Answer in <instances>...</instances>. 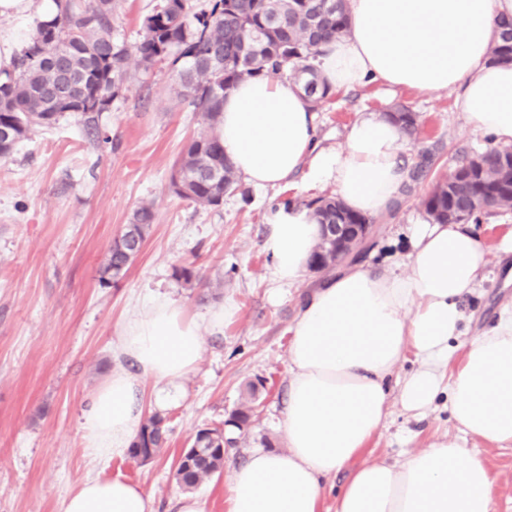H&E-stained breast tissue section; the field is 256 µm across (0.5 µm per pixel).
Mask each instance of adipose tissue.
<instances>
[{
	"mask_svg": "<svg viewBox=\"0 0 512 512\" xmlns=\"http://www.w3.org/2000/svg\"><path fill=\"white\" fill-rule=\"evenodd\" d=\"M351 29L317 60L335 90L371 81L419 91L455 92L465 123L494 146H512V65L494 64L495 21L512 0H348ZM224 154L257 189L292 183L333 185L352 210L388 211L408 171L401 129L371 113L342 144L323 146L315 115L292 79H248L224 99ZM311 210L279 207L263 248L274 284L301 278L319 238ZM406 270L350 265L325 278L289 329L288 401L283 451L257 449L233 472L227 512H322L325 481L351 476L335 512H491V478L468 441L512 446V303L490 329L464 337L461 299L475 291L488 249L466 224H416ZM417 367L399 386L404 411L421 417L446 399L457 434L394 463L361 457L389 416L387 382L406 354ZM202 354L197 324L167 296L144 299L122 324L115 355L138 371L112 368L80 417L83 449L108 460L128 454L141 425L137 396L150 381L171 389ZM60 512H153L138 484L85 478Z\"/></svg>",
	"mask_w": 512,
	"mask_h": 512,
	"instance_id": "adipose-tissue-1",
	"label": "adipose tissue"
}]
</instances>
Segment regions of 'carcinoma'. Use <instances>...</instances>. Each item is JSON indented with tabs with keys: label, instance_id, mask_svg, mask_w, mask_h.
Listing matches in <instances>:
<instances>
[{
	"label": "carcinoma",
	"instance_id": "carcinoma-1",
	"mask_svg": "<svg viewBox=\"0 0 512 512\" xmlns=\"http://www.w3.org/2000/svg\"><path fill=\"white\" fill-rule=\"evenodd\" d=\"M55 10L36 28L12 71L0 73V157H9L38 128L49 127L69 114L108 143L99 119L121 95L129 78L130 58L147 71L157 62L168 64L180 95L190 100L202 128L186 144L171 174L169 187L177 196L201 207H218L224 195L247 197L232 163L224 156L218 129L224 97L241 81L267 74L286 75L302 85L310 105L334 95L313 61L324 44L350 29L347 0H160L143 19L142 39L133 47L112 34L116 0H52ZM490 62L512 64V17L495 21ZM406 137L416 138L418 116L407 108L385 113ZM319 224H372L335 196L309 203ZM496 208H512V148L497 147L464 159L455 174L438 178L425 200L434 224H464ZM155 221L150 204L132 214L130 224L108 249L101 281L122 277L140 253ZM189 284H205L192 265L174 269ZM257 384L231 411L227 425L244 434L258 402ZM165 420L155 413L141 425L131 444L132 458H154L166 442ZM237 438L225 429L203 428L192 446L200 448L176 470V481L195 488L224 467L225 449Z\"/></svg>",
	"mask_w": 512,
	"mask_h": 512
}]
</instances>
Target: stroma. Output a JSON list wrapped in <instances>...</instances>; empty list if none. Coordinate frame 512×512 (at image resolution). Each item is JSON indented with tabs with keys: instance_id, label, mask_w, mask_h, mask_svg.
<instances>
[{
	"instance_id": "1",
	"label": "stroma",
	"mask_w": 512,
	"mask_h": 512,
	"mask_svg": "<svg viewBox=\"0 0 512 512\" xmlns=\"http://www.w3.org/2000/svg\"><path fill=\"white\" fill-rule=\"evenodd\" d=\"M157 2L119 0L115 38L130 46L138 42L143 18ZM401 105L420 120L419 138L403 159L416 162L431 151L430 173L412 183L391 210L375 216L378 231L357 259L363 267L397 273L404 269L408 229L428 221L424 200L434 178L491 146L464 122L453 93L378 83L336 91L320 103L318 137L343 143L362 116ZM100 124L110 144L96 146L89 129L68 115L0 159V512H60L66 493L90 475L141 484L154 512H176L183 491L174 471L182 450L198 429L222 427L246 383L258 382V416L228 449L223 470L195 490L207 512H225L234 468L253 450L286 446L281 419L288 328L306 292L322 279L304 271L297 285L271 299L270 259L263 250L267 217L281 200L304 206L336 190L309 186L299 177L251 191L246 200L226 194L223 204L207 209L177 197L169 188L172 167L199 131L200 118L162 62L148 72L130 65L125 90ZM144 203L152 205L156 219L141 252L123 277L102 283L109 246ZM188 264L201 269L205 285L175 279V267ZM511 269V254H490L479 287L463 303L467 336L478 335L512 300V284L505 282ZM154 293L178 300L197 322L202 357L164 408L156 406L153 383L143 387V414L159 412L167 419V442L155 458L105 462L87 456L81 413L115 364L112 349L121 323ZM228 300L236 313L225 320L223 332H215L209 318ZM453 430L443 407L418 420L394 398L386 426L362 459L398 460ZM475 448L491 473L493 512H512V447L479 442Z\"/></svg>"
}]
</instances>
